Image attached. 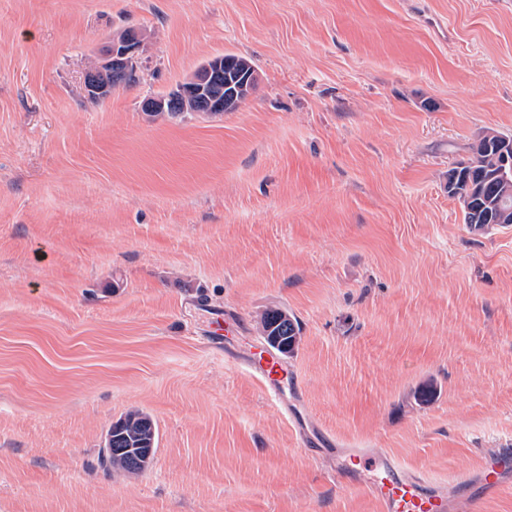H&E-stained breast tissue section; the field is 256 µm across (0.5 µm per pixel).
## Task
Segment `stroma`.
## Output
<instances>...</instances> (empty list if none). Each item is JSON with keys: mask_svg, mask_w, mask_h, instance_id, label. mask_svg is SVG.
I'll use <instances>...</instances> for the list:
<instances>
[{"mask_svg": "<svg viewBox=\"0 0 512 512\" xmlns=\"http://www.w3.org/2000/svg\"><path fill=\"white\" fill-rule=\"evenodd\" d=\"M128 27L138 83L87 101ZM224 54L235 111L142 112ZM489 132L512 0H0V512H380L347 448L475 494L512 448V226L472 232L448 173ZM271 308L304 440L207 342ZM132 410L155 454L104 471ZM258 330L271 348L285 355L294 352L300 342L298 321L282 309L265 312L258 323Z\"/></svg>", "mask_w": 512, "mask_h": 512, "instance_id": "35a3bbf8", "label": "stroma"}]
</instances>
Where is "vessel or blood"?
Masks as SVG:
<instances>
[{
  "label": "vessel or blood",
  "instance_id": "1",
  "mask_svg": "<svg viewBox=\"0 0 512 512\" xmlns=\"http://www.w3.org/2000/svg\"><path fill=\"white\" fill-rule=\"evenodd\" d=\"M236 325L228 321L215 325V348L223 349L227 358L241 359L248 374L255 378L267 395L279 406L288 404V370L279 358L267 350H251L238 354L232 346L223 345L222 335L234 333ZM365 470L364 484L380 504L382 512H448L447 488L431 485L405 473L399 463L376 455L367 448L350 449L337 462L336 477L344 479L347 472ZM512 471V455H501L496 465L484 472L482 483L487 495L497 494L503 486L502 477Z\"/></svg>",
  "mask_w": 512,
  "mask_h": 512
}]
</instances>
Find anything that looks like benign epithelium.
I'll return each instance as SVG.
<instances>
[{"instance_id": "obj_1", "label": "benign epithelium", "mask_w": 512, "mask_h": 512, "mask_svg": "<svg viewBox=\"0 0 512 512\" xmlns=\"http://www.w3.org/2000/svg\"><path fill=\"white\" fill-rule=\"evenodd\" d=\"M142 30L129 27L112 38L103 50L101 61L84 74L85 96L94 101L112 94V82L131 72L143 47ZM224 77V57L215 56L201 64L184 82L164 97H147L141 109L147 115L166 112H194L202 115H219L236 109L246 97L241 95L247 87L255 86V69L247 67L235 76Z\"/></svg>"}]
</instances>
